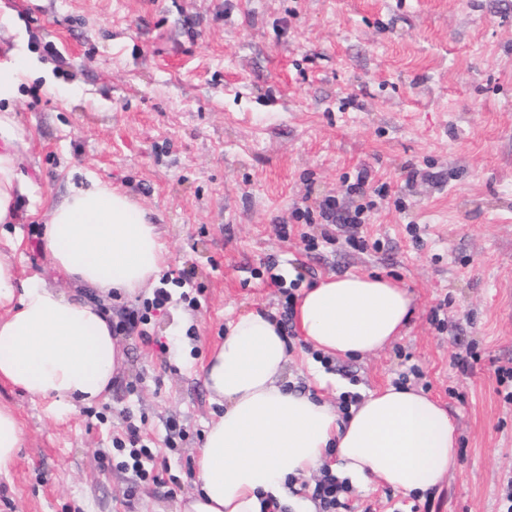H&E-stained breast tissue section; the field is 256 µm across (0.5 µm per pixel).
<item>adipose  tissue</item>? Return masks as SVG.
Returning a JSON list of instances; mask_svg holds the SVG:
<instances>
[{
    "label": "adipose tissue",
    "mask_w": 512,
    "mask_h": 512,
    "mask_svg": "<svg viewBox=\"0 0 512 512\" xmlns=\"http://www.w3.org/2000/svg\"><path fill=\"white\" fill-rule=\"evenodd\" d=\"M29 147L15 115L0 111V235L18 217L28 187L18 174ZM42 231L51 268L102 296L127 297L159 283L167 251L158 225L128 195L98 180L49 206ZM306 343L327 356H362L398 336L410 316L408 291L379 275H329L297 297ZM124 361L109 313L72 299L39 276L20 278L15 250L0 249V378L62 417L104 399ZM284 331L263 312L238 316L203 366L222 415L196 458L197 488L180 512H264L288 479L336 458L341 477L381 481L418 494L457 467L447 410L414 388L363 392L347 417L286 388Z\"/></svg>",
    "instance_id": "adipose-tissue-1"
}]
</instances>
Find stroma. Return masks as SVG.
<instances>
[{"label": "stroma", "mask_w": 512, "mask_h": 512, "mask_svg": "<svg viewBox=\"0 0 512 512\" xmlns=\"http://www.w3.org/2000/svg\"><path fill=\"white\" fill-rule=\"evenodd\" d=\"M22 57L12 102L25 138L19 269L51 286L46 205L95 177L160 224L172 299L105 400L58 419L0 380L23 442L0 475V512H178L194 487L211 403L202 364L226 323L280 315L282 286L330 274L389 277L412 296L401 336L331 373L362 390L401 383L448 407L457 470L404 495L353 490L350 512H499L512 478V0H0V68ZM367 171V248L321 219ZM388 187L379 198V187ZM188 270L185 284L172 274ZM438 312L444 327L430 319ZM481 360L462 374L454 356ZM289 388L339 407L292 341ZM418 367L412 375L410 367ZM185 434L166 447L170 420ZM177 475L172 493L119 468L128 423Z\"/></svg>", "instance_id": "obj_1"}]
</instances>
